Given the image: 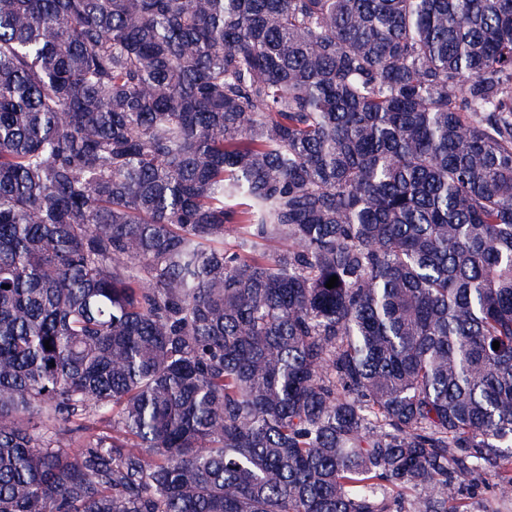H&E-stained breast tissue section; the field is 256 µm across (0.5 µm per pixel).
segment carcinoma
I'll use <instances>...</instances> for the list:
<instances>
[{"label":"carcinoma","instance_id":"carcinoma-1","mask_svg":"<svg viewBox=\"0 0 512 512\" xmlns=\"http://www.w3.org/2000/svg\"><path fill=\"white\" fill-rule=\"evenodd\" d=\"M464 482L512 503V0H0V512Z\"/></svg>","mask_w":512,"mask_h":512}]
</instances>
